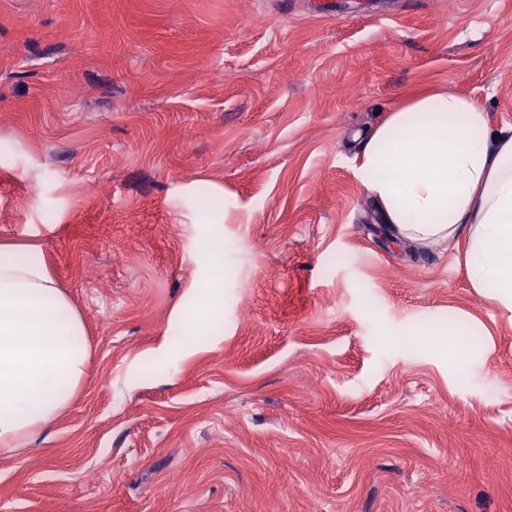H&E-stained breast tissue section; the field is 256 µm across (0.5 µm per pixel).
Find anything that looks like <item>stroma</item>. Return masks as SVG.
<instances>
[{
	"instance_id": "1",
	"label": "stroma",
	"mask_w": 512,
	"mask_h": 512,
	"mask_svg": "<svg viewBox=\"0 0 512 512\" xmlns=\"http://www.w3.org/2000/svg\"><path fill=\"white\" fill-rule=\"evenodd\" d=\"M308 3L0 0V239L89 353L0 512H512V316L464 244L393 242L355 160L418 92L512 127V0ZM208 243L223 332L164 346Z\"/></svg>"
}]
</instances>
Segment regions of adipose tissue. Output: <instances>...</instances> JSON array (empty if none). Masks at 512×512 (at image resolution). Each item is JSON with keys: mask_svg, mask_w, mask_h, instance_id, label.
Here are the masks:
<instances>
[{"mask_svg": "<svg viewBox=\"0 0 512 512\" xmlns=\"http://www.w3.org/2000/svg\"><path fill=\"white\" fill-rule=\"evenodd\" d=\"M357 174L395 239L467 244L473 288L512 312V129L474 99L432 94L363 136ZM175 332H209L221 283L195 290ZM85 325L34 242L0 243V452L28 446L72 403L87 374Z\"/></svg>", "mask_w": 512, "mask_h": 512, "instance_id": "obj_1", "label": "adipose tissue"}]
</instances>
